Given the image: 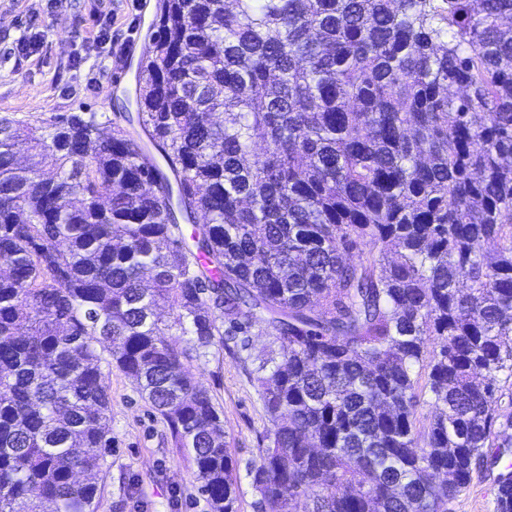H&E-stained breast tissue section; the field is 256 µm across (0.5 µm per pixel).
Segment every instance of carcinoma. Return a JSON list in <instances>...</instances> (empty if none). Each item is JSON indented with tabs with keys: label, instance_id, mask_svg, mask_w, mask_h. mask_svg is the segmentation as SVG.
I'll use <instances>...</instances> for the list:
<instances>
[{
	"label": "carcinoma",
	"instance_id": "carcinoma-1",
	"mask_svg": "<svg viewBox=\"0 0 512 512\" xmlns=\"http://www.w3.org/2000/svg\"><path fill=\"white\" fill-rule=\"evenodd\" d=\"M135 104L0 118V512H93L103 363L236 512L188 365L263 326L261 512H448L512 376V0H162Z\"/></svg>",
	"mask_w": 512,
	"mask_h": 512
}]
</instances>
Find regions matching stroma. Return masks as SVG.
<instances>
[{
  "label": "stroma",
  "mask_w": 512,
  "mask_h": 512,
  "mask_svg": "<svg viewBox=\"0 0 512 512\" xmlns=\"http://www.w3.org/2000/svg\"><path fill=\"white\" fill-rule=\"evenodd\" d=\"M159 0H0V117L94 114L103 134L135 96L140 56ZM245 354L215 343L189 370L221 413L237 477V512H257L249 469L269 426L247 361L279 354L268 328H253ZM112 448L97 476L95 512H211L189 453L137 383L104 369ZM503 464L474 473L448 512H495Z\"/></svg>",
  "instance_id": "obj_1"
}]
</instances>
